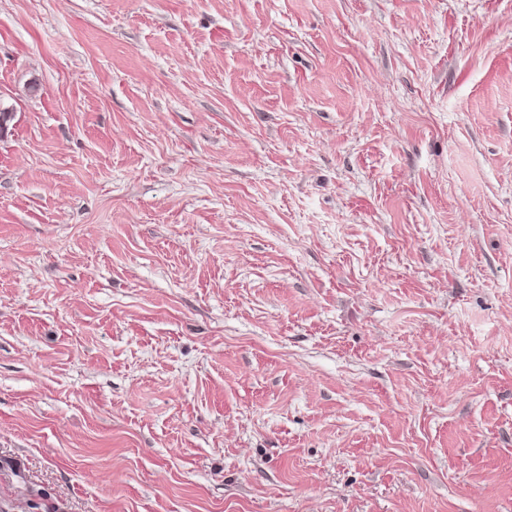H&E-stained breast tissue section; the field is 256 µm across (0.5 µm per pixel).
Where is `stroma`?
<instances>
[{
    "mask_svg": "<svg viewBox=\"0 0 512 512\" xmlns=\"http://www.w3.org/2000/svg\"><path fill=\"white\" fill-rule=\"evenodd\" d=\"M0 512H512V0H0Z\"/></svg>",
    "mask_w": 512,
    "mask_h": 512,
    "instance_id": "obj_1",
    "label": "stroma"
}]
</instances>
